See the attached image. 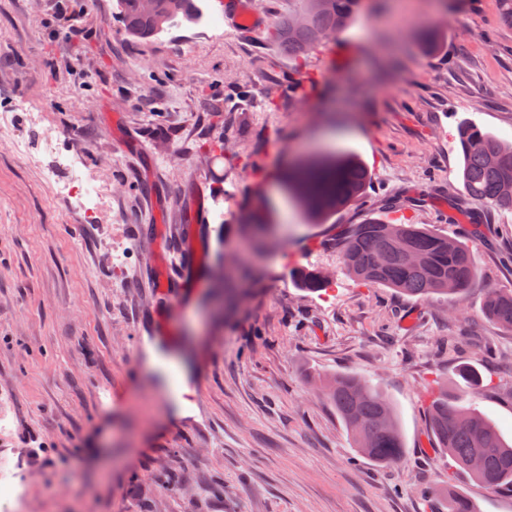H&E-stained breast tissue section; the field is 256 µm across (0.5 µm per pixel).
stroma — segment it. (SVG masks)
I'll list each match as a JSON object with an SVG mask.
<instances>
[{
  "label": "stroma",
  "mask_w": 512,
  "mask_h": 512,
  "mask_svg": "<svg viewBox=\"0 0 512 512\" xmlns=\"http://www.w3.org/2000/svg\"><path fill=\"white\" fill-rule=\"evenodd\" d=\"M116 0H0V117L100 185L96 223L59 195L55 159L0 144V471L25 487L10 512H446L448 487L477 512L512 492L450 472L427 428L439 388L512 442V333L483 314L512 290V209L472 203L460 121L512 141V24L498 0L438 13L434 0H370L299 61L267 31L225 23L130 39ZM78 14L68 33L59 9ZM434 37L438 53L424 52ZM231 98L234 111L215 112ZM352 153L363 195L327 223L306 218L281 172ZM396 203L469 246L462 297L362 284L334 239ZM202 260L174 301L157 287ZM251 278L231 300L230 264ZM315 268L326 290L297 288ZM354 375L396 407L401 458L355 453L323 375ZM180 484L166 491L158 475ZM224 484L223 493L211 490Z\"/></svg>",
  "instance_id": "obj_1"
}]
</instances>
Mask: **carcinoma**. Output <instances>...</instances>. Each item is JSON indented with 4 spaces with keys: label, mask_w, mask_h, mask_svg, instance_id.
<instances>
[{
    "label": "carcinoma",
    "mask_w": 512,
    "mask_h": 512,
    "mask_svg": "<svg viewBox=\"0 0 512 512\" xmlns=\"http://www.w3.org/2000/svg\"><path fill=\"white\" fill-rule=\"evenodd\" d=\"M303 7L278 23L270 42L290 58L305 55L328 36L342 30L359 12L363 0H302ZM196 0H155L152 11L141 0H117L126 32L148 41L174 22L194 23ZM464 193L476 204L512 207V143L484 132L473 123L458 127ZM368 169L354 156H329L292 167L288 183L308 215L322 222L363 194ZM346 271L357 280L393 288L402 294L428 297L462 294L476 279L471 250L463 243L414 224H389L378 218L354 224L336 239ZM295 284L305 292L326 285L321 272L298 269ZM485 315L512 332V292L490 291ZM326 396L356 438L358 451L384 466L400 458L402 431L393 403L369 384L352 376L325 377ZM428 427L441 453L458 470L492 488L512 489V445L483 414L463 408L442 391L433 400ZM482 466L470 468L473 456ZM448 512H474L470 500L448 491Z\"/></svg>",
    "instance_id": "cac0c4a2"
}]
</instances>
